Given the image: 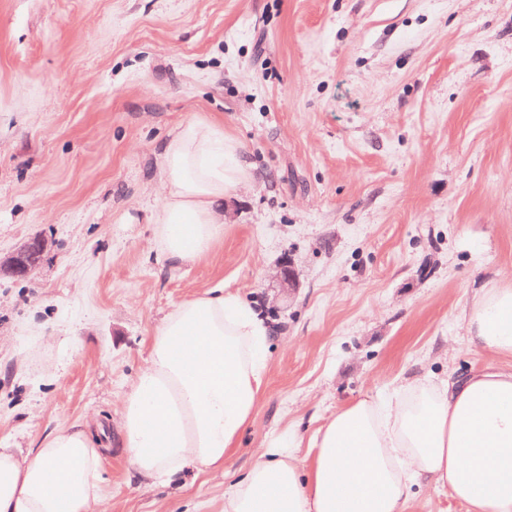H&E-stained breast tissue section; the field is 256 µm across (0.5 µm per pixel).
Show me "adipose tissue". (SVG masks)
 Wrapping results in <instances>:
<instances>
[{"label":"adipose tissue","mask_w":512,"mask_h":512,"mask_svg":"<svg viewBox=\"0 0 512 512\" xmlns=\"http://www.w3.org/2000/svg\"><path fill=\"white\" fill-rule=\"evenodd\" d=\"M159 156L156 247L191 261L224 232L216 213L247 178L242 146L223 122L190 120ZM464 324L490 354L486 366L359 397L320 428L311 463L286 449L259 454L225 493L224 512H404L427 483L447 486L466 512H512V287L479 288ZM270 341L262 313L221 286L166 315L118 410L121 446L142 479L223 470L264 388ZM111 444L76 423L26 458L0 448V512H107Z\"/></svg>","instance_id":"obj_1"}]
</instances>
